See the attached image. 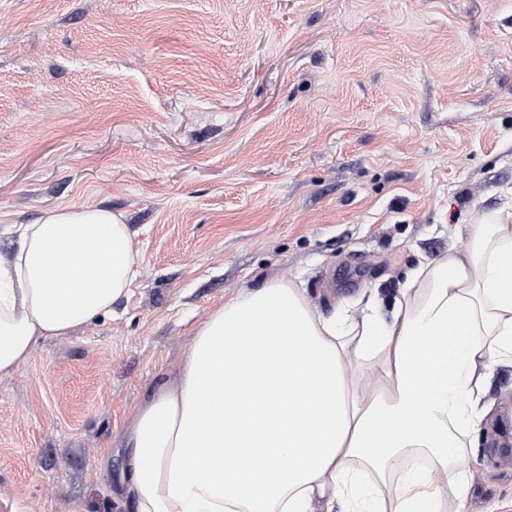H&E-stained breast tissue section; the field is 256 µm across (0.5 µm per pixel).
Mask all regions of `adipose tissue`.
Wrapping results in <instances>:
<instances>
[{
    "mask_svg": "<svg viewBox=\"0 0 512 512\" xmlns=\"http://www.w3.org/2000/svg\"><path fill=\"white\" fill-rule=\"evenodd\" d=\"M421 259L383 312L331 315L300 283L246 287L213 310L122 445L134 512H469L467 439L512 361V224ZM0 259V375L38 344L109 316L138 274L111 210L19 225Z\"/></svg>",
    "mask_w": 512,
    "mask_h": 512,
    "instance_id": "adipose-tissue-1",
    "label": "adipose tissue"
}]
</instances>
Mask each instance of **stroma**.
I'll return each mask as SVG.
<instances>
[{
	"label": "stroma",
	"instance_id": "35a3bbf8",
	"mask_svg": "<svg viewBox=\"0 0 512 512\" xmlns=\"http://www.w3.org/2000/svg\"><path fill=\"white\" fill-rule=\"evenodd\" d=\"M107 208L139 277L0 376V512H133L120 432L243 287L377 289L512 214V0H0V225ZM469 512H512V365Z\"/></svg>",
	"mask_w": 512,
	"mask_h": 512
}]
</instances>
